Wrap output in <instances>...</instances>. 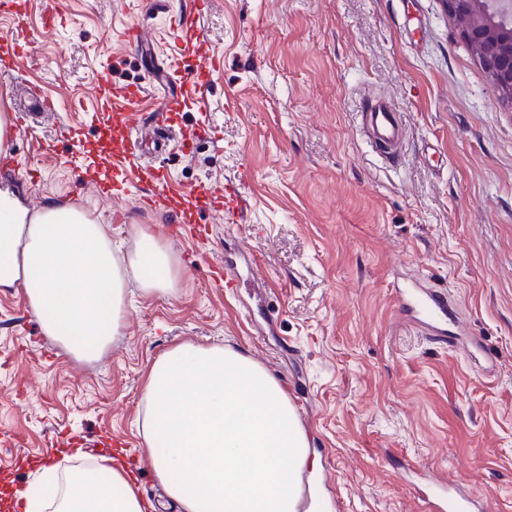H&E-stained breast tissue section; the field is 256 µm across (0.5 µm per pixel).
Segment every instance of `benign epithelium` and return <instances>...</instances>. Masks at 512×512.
<instances>
[{"instance_id": "benign-epithelium-1", "label": "benign epithelium", "mask_w": 512, "mask_h": 512, "mask_svg": "<svg viewBox=\"0 0 512 512\" xmlns=\"http://www.w3.org/2000/svg\"><path fill=\"white\" fill-rule=\"evenodd\" d=\"M443 3L496 91L512 101V0Z\"/></svg>"}]
</instances>
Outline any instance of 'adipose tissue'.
<instances>
[{"instance_id":"adipose-tissue-1","label":"adipose tissue","mask_w":512,"mask_h":512,"mask_svg":"<svg viewBox=\"0 0 512 512\" xmlns=\"http://www.w3.org/2000/svg\"><path fill=\"white\" fill-rule=\"evenodd\" d=\"M174 286V260L148 232L128 258L89 212L55 205L32 214L0 192V288H25L45 335L83 357L116 336L125 288ZM145 452L179 512H298L309 438L283 385L228 346L185 343L151 365L137 418ZM22 512H144L136 480L103 457L61 476L42 467L17 494Z\"/></svg>"}]
</instances>
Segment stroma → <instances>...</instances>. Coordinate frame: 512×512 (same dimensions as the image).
<instances>
[{"instance_id": "35a3bbf8", "label": "stroma", "mask_w": 512, "mask_h": 512, "mask_svg": "<svg viewBox=\"0 0 512 512\" xmlns=\"http://www.w3.org/2000/svg\"><path fill=\"white\" fill-rule=\"evenodd\" d=\"M193 14L195 34L176 37ZM132 22L151 38L131 50ZM0 113L58 102L0 155V190L93 213L121 255L139 231L172 254L170 294L125 292L121 333L95 358L46 336L23 288L0 289V483L64 466L53 440L84 437L144 458L136 420L151 364L192 342L248 353L284 384L311 444L313 512H426L433 476L512 512V101L461 39L442 0H11ZM195 86L170 115L167 151L144 146L174 195L239 187V223L194 222L98 194L123 131L97 82L138 92L152 124L171 59ZM404 114L390 164L358 130L366 97ZM79 135L61 138L62 130ZM262 276L224 287L225 260ZM417 278L463 324L449 343L405 323L393 287Z\"/></svg>"}]
</instances>
